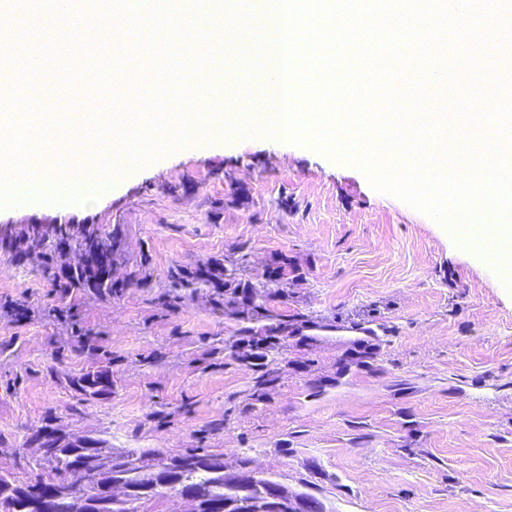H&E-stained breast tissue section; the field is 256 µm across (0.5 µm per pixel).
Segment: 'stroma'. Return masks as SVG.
Instances as JSON below:
<instances>
[{
	"label": "stroma",
	"mask_w": 512,
	"mask_h": 512,
	"mask_svg": "<svg viewBox=\"0 0 512 512\" xmlns=\"http://www.w3.org/2000/svg\"><path fill=\"white\" fill-rule=\"evenodd\" d=\"M54 91L49 112L82 104L83 48L32 19ZM31 224L117 228L125 279L141 256L151 284L122 296L62 295L37 261L0 250V469L36 475L33 436L48 425L113 448L204 447L227 466L313 494L327 512H512V287L495 264L358 167L263 136L165 151L92 204L0 207V230ZM297 269L285 310L323 322L291 339L263 401L226 357L237 328L206 286L158 302L175 265L279 255ZM73 307L95 349L57 321ZM109 370L110 394L73 385Z\"/></svg>",
	"instance_id": "1"
}]
</instances>
